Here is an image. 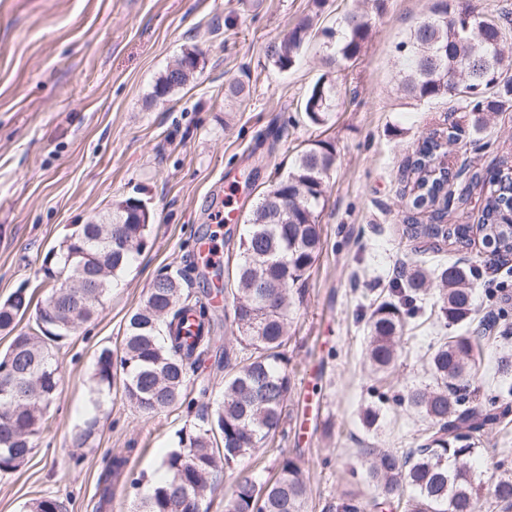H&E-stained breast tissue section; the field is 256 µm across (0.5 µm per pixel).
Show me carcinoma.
Returning a JSON list of instances; mask_svg holds the SVG:
<instances>
[{"label":"carcinoma","instance_id":"cac0c4a2","mask_svg":"<svg viewBox=\"0 0 512 512\" xmlns=\"http://www.w3.org/2000/svg\"><path fill=\"white\" fill-rule=\"evenodd\" d=\"M470 17L462 30L457 22ZM310 23L302 21L269 46L273 63L281 70L297 60L309 38ZM369 18L350 12L336 25L321 29L332 63L350 61L361 52ZM406 51L405 91L419 100L454 98L460 101L471 133L485 132L489 117L512 102V54H505L499 22L474 11L466 0H433L429 14L402 45ZM197 50H186L161 77L155 88L160 98L194 79ZM339 90L335 80L321 76L303 104L313 125L326 123ZM457 127L427 138L407 165L411 208L430 214L432 224L407 225L410 238L431 241L430 250L469 244L467 226L444 224L448 193L444 187L454 175L441 159L454 141ZM336 153L326 141H314L296 157L286 175L259 194L239 236L238 261L232 280L231 326L236 343L249 351L236 357L224 347L223 399L210 415L178 435L177 447L163 461L166 474L150 493L139 498L134 512H203L204 502L223 482L227 472H238L224 499V512H308L309 484L299 455L283 453L275 472L261 478L244 474V462L266 447L284 420L292 391L288 358V318L295 305L294 285L305 279L321 249L320 217L326 184ZM479 191L485 194L480 219L481 243L491 255L512 257V166L501 161L488 175L472 171L458 200ZM131 198L112 203L110 224H76L59 248L44 261L51 283L32 322L20 327L32 297L16 289L0 303V333L10 337L0 352V473L25 465L43 430L44 414L57 398L62 381L50 341L66 336L96 317L112 290L115 278L141 252L150 233L152 214L128 207ZM471 271L456 263L431 270L405 264L390 289L371 312L366 356L381 373L400 357L406 319L438 314L449 326L466 324V332L452 335L431 354L432 383L411 386L397 398L426 421L411 448L359 449L369 495L346 492L330 503L328 512H376L389 506L398 512H479L480 493L487 489L493 512H512V471L502 470L505 459L486 463L481 438L506 429L512 406V354L496 360L498 394L483 400L473 396L478 359L492 339V324L471 330L479 311ZM438 306L425 307L431 291ZM207 307L187 290L185 276L161 273L144 301L128 317L119 348L106 345L97 353L90 390V413L72 431L71 442L83 448L93 438L105 415L102 397L116 384L142 415L155 416L186 401V377L202 360L212 337ZM128 459L112 457L103 493L125 473ZM25 512H61L57 498L45 496L24 504Z\"/></svg>","mask_w":512,"mask_h":512}]
</instances>
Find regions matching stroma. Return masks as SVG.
<instances>
[{"label": "stroma", "instance_id": "stroma-1", "mask_svg": "<svg viewBox=\"0 0 512 512\" xmlns=\"http://www.w3.org/2000/svg\"><path fill=\"white\" fill-rule=\"evenodd\" d=\"M430 3L386 0L379 13L372 0H324L319 10L313 0H0V301L22 286L32 289L34 302L44 299L43 261L70 225L101 220L113 201L129 196L154 214L146 247L116 280L98 317L55 348L59 394L31 460L0 474V512H21L42 495L56 497L63 512H132L133 488L116 490L98 507L99 478L122 452L131 472L156 476L177 432L221 400L224 343L232 336L225 295L244 220L259 193L315 140L333 144L336 164L320 219L322 250L288 325L293 389L285 432L247 469L260 473L280 452L302 451L308 512H326L348 491L345 472L358 466L364 442L397 448L411 438L421 417L395 399L406 387L429 383L427 359L448 327L434 317L410 320L409 339L384 380L372 372L363 346L368 318L399 266L432 260L400 231L410 213L403 195L408 160L432 130L462 120L457 100L419 101L400 87V47ZM351 11L369 16V37L335 74L340 94L329 121L311 125L302 106L329 69L321 37L285 71L267 47L301 20L318 32ZM193 47L202 53L194 79L154 97L167 67ZM230 79L249 90L243 104L225 101ZM504 159L512 163L510 108L491 115L482 140L462 127L448 150L456 170H485ZM229 186L237 193L236 219L212 231L211 216ZM210 235L222 260L207 268L194 256L198 240ZM444 261L473 270L483 308L508 311L474 383L484 394L498 349H512V261H490L477 239ZM176 270L216 322L215 344L189 375L195 405L147 417L113 388L94 438L72 448L99 349L119 343L155 277ZM492 285L503 296L487 299ZM367 404L381 410L374 432L360 423Z\"/></svg>", "mask_w": 512, "mask_h": 512}]
</instances>
